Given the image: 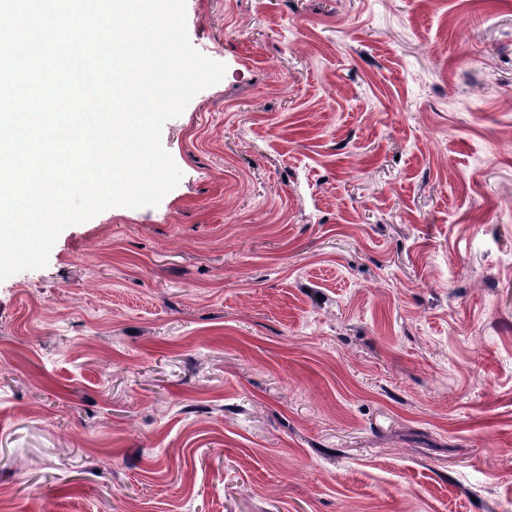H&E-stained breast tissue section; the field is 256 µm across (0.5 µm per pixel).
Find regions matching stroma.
Returning a JSON list of instances; mask_svg holds the SVG:
<instances>
[{
	"label": "stroma",
	"instance_id": "obj_1",
	"mask_svg": "<svg viewBox=\"0 0 512 512\" xmlns=\"http://www.w3.org/2000/svg\"><path fill=\"white\" fill-rule=\"evenodd\" d=\"M182 172L0 282V512H512V0H186Z\"/></svg>",
	"mask_w": 512,
	"mask_h": 512
}]
</instances>
